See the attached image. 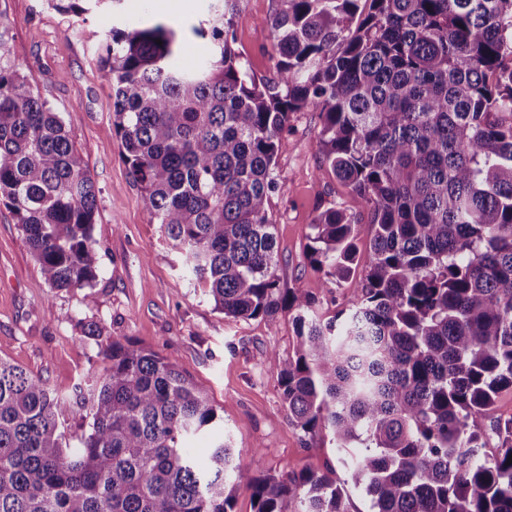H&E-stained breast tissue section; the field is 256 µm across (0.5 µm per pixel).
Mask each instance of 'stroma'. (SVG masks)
Listing matches in <instances>:
<instances>
[{"instance_id": "35a3bbf8", "label": "stroma", "mask_w": 512, "mask_h": 512, "mask_svg": "<svg viewBox=\"0 0 512 512\" xmlns=\"http://www.w3.org/2000/svg\"><path fill=\"white\" fill-rule=\"evenodd\" d=\"M180 5L173 15L158 0H122L117 11L79 20L56 13L46 0H0L12 56L24 62L30 85L72 130L100 190L93 228L99 276L91 306L83 291L49 288L12 213L0 205V357L40 376L51 390L69 393L97 368V345L79 326L80 319L96 320L106 335L150 347L208 391L241 466H249L258 451L266 469L276 474L334 471L350 512H369L370 501L352 478L350 457L331 435L304 439L289 421L276 375L266 363L270 352L284 358L294 353V312L282 311L270 323L230 320L215 310L186 277L179 256L144 209L121 157L112 125V83L95 47L112 27L155 18L183 35L177 63L193 69L209 48L207 40L191 32L205 3L180 0ZM278 7V0H241L235 18V48L260 78L271 74L269 23ZM321 127L315 106L293 114L277 156L282 190L272 200L270 217L282 282L314 296L316 313L326 320L350 305L364 269L355 267L348 280L328 287L306 258L309 226L318 208L330 205L357 221V246L368 242L371 226L366 201L344 182L322 175L316 149Z\"/></svg>"}]
</instances>
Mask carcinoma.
<instances>
[{"label": "carcinoma", "instance_id": "1", "mask_svg": "<svg viewBox=\"0 0 512 512\" xmlns=\"http://www.w3.org/2000/svg\"><path fill=\"white\" fill-rule=\"evenodd\" d=\"M65 16L121 0H47ZM241 0H209L197 69L173 63L176 32L114 27L99 62L113 127L151 219L226 317L296 310L297 346L269 366L304 435L359 444L355 483L371 512H512V417L485 413L512 389V0H280L272 76L234 50ZM369 4L360 12V3ZM0 27V202L54 291L94 302L99 189L57 108L27 82ZM162 44H157V41ZM320 108L324 174L371 209L329 207L310 224V264L336 285L363 264L344 318L279 276L273 196L291 114ZM99 373L67 395L0 359V512H349L325 474L236 463L224 417L176 364L102 340ZM79 433L72 445L68 421ZM215 435L207 461L185 441ZM512 416V390L501 391L495 401L494 406L488 412L484 419V433L487 446L493 448L497 442V436L495 433V426L499 419H504Z\"/></svg>", "mask_w": 512, "mask_h": 512}]
</instances>
